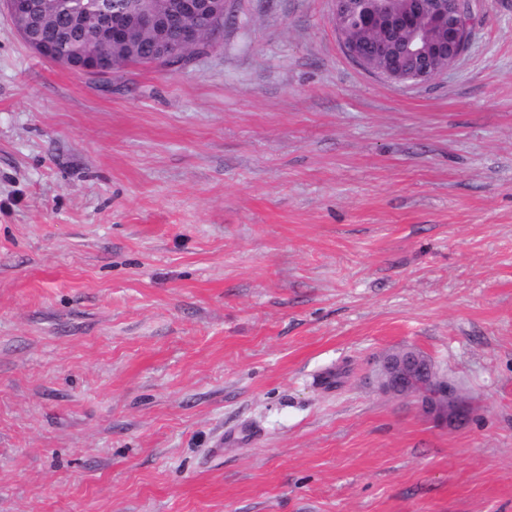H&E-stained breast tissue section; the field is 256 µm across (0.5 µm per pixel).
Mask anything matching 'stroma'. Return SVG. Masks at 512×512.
Instances as JSON below:
<instances>
[{
  "instance_id": "obj_1",
  "label": "stroma",
  "mask_w": 512,
  "mask_h": 512,
  "mask_svg": "<svg viewBox=\"0 0 512 512\" xmlns=\"http://www.w3.org/2000/svg\"><path fill=\"white\" fill-rule=\"evenodd\" d=\"M224 13L91 76L0 7V512H512V0L419 85ZM406 345L464 425L376 390Z\"/></svg>"
}]
</instances>
